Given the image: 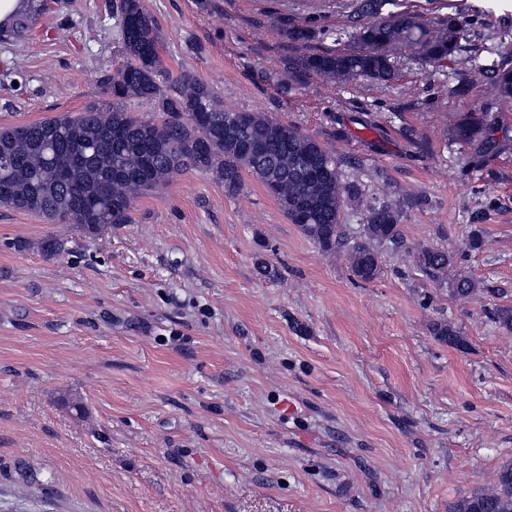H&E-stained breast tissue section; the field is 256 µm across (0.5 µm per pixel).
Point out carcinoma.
Returning <instances> with one entry per match:
<instances>
[{
    "instance_id": "1",
    "label": "carcinoma",
    "mask_w": 512,
    "mask_h": 512,
    "mask_svg": "<svg viewBox=\"0 0 512 512\" xmlns=\"http://www.w3.org/2000/svg\"><path fill=\"white\" fill-rule=\"evenodd\" d=\"M27 12L0 23V40L25 36L45 0H31ZM388 0H363L368 18L353 49L300 55L296 69L346 83L359 77L388 81L394 75L390 52L410 47L423 60L455 52L460 27L425 26L411 15H382ZM123 61L104 73L107 101L75 115L24 125L0 126V206L70 224L96 237L114 224H129L138 196L158 191L174 177L202 170L230 195L243 188L247 173L278 185L275 196L291 223L322 250L344 246V208L361 203L356 184L344 179L336 156L296 126L261 112L243 126L209 83L173 75L162 57L157 29L141 0H114ZM130 99L154 104L160 116L146 120L125 108ZM416 202L412 194L388 191L367 206L363 237L349 247L354 276L372 282L381 274L375 244L402 242L400 219ZM415 265L427 278L448 283L452 295L477 294L475 282L458 269L456 255L434 247L419 249ZM433 335L457 348L464 338L451 324L435 323ZM453 512H512V461L500 466L493 488L458 502Z\"/></svg>"
}]
</instances>
